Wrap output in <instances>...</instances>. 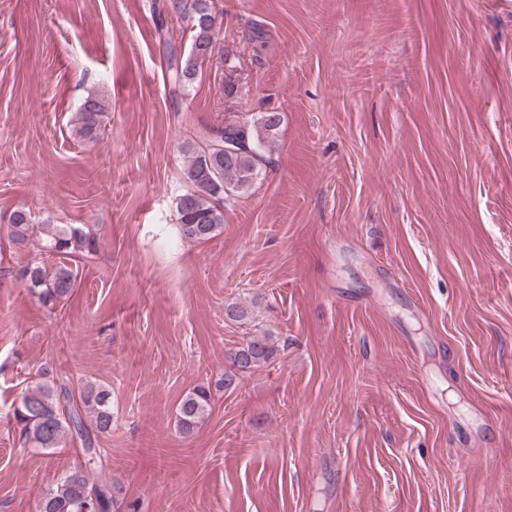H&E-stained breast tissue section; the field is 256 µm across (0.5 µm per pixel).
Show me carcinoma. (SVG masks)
Wrapping results in <instances>:
<instances>
[{
  "label": "carcinoma",
  "instance_id": "cac0c4a2",
  "mask_svg": "<svg viewBox=\"0 0 512 512\" xmlns=\"http://www.w3.org/2000/svg\"><path fill=\"white\" fill-rule=\"evenodd\" d=\"M173 11L187 21L191 33L186 54L178 55L164 19L157 22L159 42L165 47L168 79L172 92L189 91L203 66L215 55L217 13L214 0H170L163 12ZM107 105L97 95H88L74 115V132L84 141H95L106 118ZM281 113L265 112L238 116L222 127L210 130L207 146L188 149L184 179L189 189L176 202L181 237L192 242H207L224 230L223 201L244 194L267 163L279 142ZM6 235L11 243L24 247L36 243L39 256L17 272L45 305H55L71 295L77 285L78 269L71 258L94 252L97 234L90 225L35 224L22 210L11 213ZM55 259L52 264L49 259ZM225 317L245 323L252 319L250 305L230 302ZM279 349L273 337L251 336L230 353L231 369L224 372L218 387L235 390L240 376L274 363ZM28 386L13 409L23 443L52 454L66 441L79 440L82 462L61 474L56 486L42 494L43 512H110L114 505L112 488L91 479L102 462L95 447L96 436L112 431L113 412L110 390L96 383H86L78 390L46 379ZM213 392L208 384L190 391L176 408L179 433L188 438L196 433L209 416Z\"/></svg>",
  "mask_w": 512,
  "mask_h": 512
}]
</instances>
